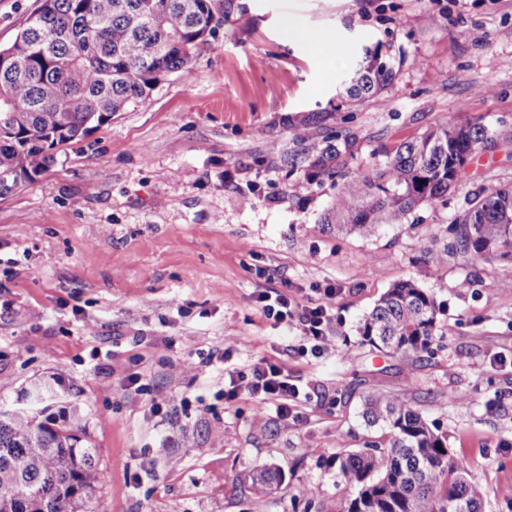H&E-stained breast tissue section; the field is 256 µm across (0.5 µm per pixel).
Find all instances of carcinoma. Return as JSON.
Wrapping results in <instances>:
<instances>
[{
	"instance_id": "1",
	"label": "carcinoma",
	"mask_w": 512,
	"mask_h": 512,
	"mask_svg": "<svg viewBox=\"0 0 512 512\" xmlns=\"http://www.w3.org/2000/svg\"><path fill=\"white\" fill-rule=\"evenodd\" d=\"M219 25L214 0H42L14 41L0 46V197L36 180L58 153L129 102L147 99L170 75L189 78ZM401 64L378 46L365 49L346 102L378 95ZM494 140L481 117L429 128L389 151L381 169L345 176L324 223L371 237L445 197L465 164ZM343 144L349 148L350 138ZM342 149L312 142L314 166L337 174ZM451 247L476 263H512V187L474 194L453 221ZM437 310L430 292L402 280L378 299L358 335L413 365L430 353ZM363 418L387 430L388 442L333 458L336 478L352 492L341 512H485L478 475L409 403L371 393ZM245 480L265 493L283 477L261 467ZM99 483L96 449L77 405L56 413L0 407V512H88Z\"/></svg>"
}]
</instances>
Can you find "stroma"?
Segmentation results:
<instances>
[{"label": "stroma", "mask_w": 512, "mask_h": 512, "mask_svg": "<svg viewBox=\"0 0 512 512\" xmlns=\"http://www.w3.org/2000/svg\"><path fill=\"white\" fill-rule=\"evenodd\" d=\"M216 5L223 22L190 78L171 75L0 198V404L49 377L71 390L99 459L93 512H340L347 493L328 464L385 443L361 416L379 392L435 423L476 469L486 512H512V368L489 365L512 354V267L472 265L449 231L472 193L512 186V0ZM291 27L333 31L328 57ZM375 45L401 55L395 80L342 103ZM476 117L495 142L443 199L369 238L324 230L343 181L312 167L311 141L352 136L345 170L369 172L400 142ZM409 278L440 306L411 373L357 333ZM330 285L341 293L317 357L252 298ZM261 357L307 382L300 421L255 417L246 398L225 407V365ZM263 466L285 482L257 494L239 477Z\"/></svg>", "instance_id": "1"}]
</instances>
